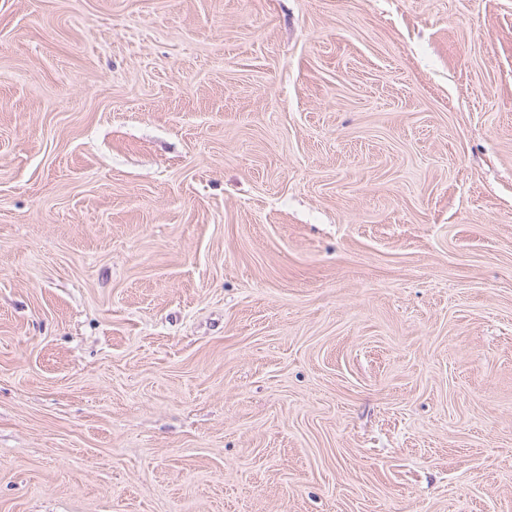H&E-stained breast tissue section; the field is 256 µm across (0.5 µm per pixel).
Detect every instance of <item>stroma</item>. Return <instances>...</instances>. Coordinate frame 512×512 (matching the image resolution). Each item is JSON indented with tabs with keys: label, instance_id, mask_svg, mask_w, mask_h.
<instances>
[{
	"label": "stroma",
	"instance_id": "1",
	"mask_svg": "<svg viewBox=\"0 0 512 512\" xmlns=\"http://www.w3.org/2000/svg\"><path fill=\"white\" fill-rule=\"evenodd\" d=\"M0 512H512V0H0Z\"/></svg>",
	"mask_w": 512,
	"mask_h": 512
}]
</instances>
